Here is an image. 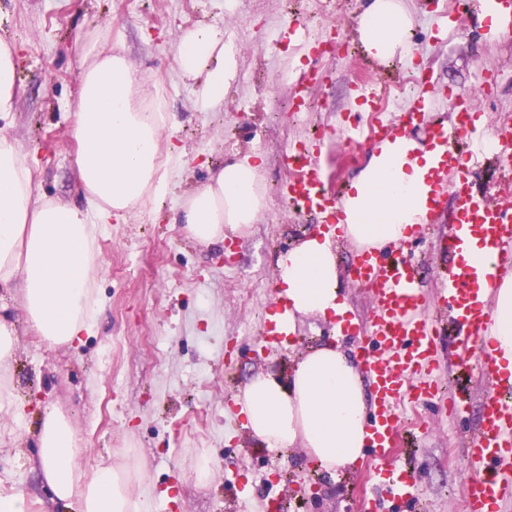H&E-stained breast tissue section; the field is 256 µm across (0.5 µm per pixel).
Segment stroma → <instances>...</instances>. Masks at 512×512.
<instances>
[{"instance_id":"35a3bbf8","label":"stroma","mask_w":512,"mask_h":512,"mask_svg":"<svg viewBox=\"0 0 512 512\" xmlns=\"http://www.w3.org/2000/svg\"><path fill=\"white\" fill-rule=\"evenodd\" d=\"M363 0H0V39L16 46L20 98L9 130L34 169L38 193L65 204L83 203L72 137L85 60L99 50L124 53L146 94H160L173 112L161 143L183 152L170 192L125 220L101 225L95 287L100 315L93 332L74 346L52 348L29 330L20 291L0 289L11 307L19 343L12 376L23 417H0V479L29 492L33 512L48 494L29 470L34 433L45 406L68 411L87 444L84 462L108 464L122 456L136 464L134 485L151 512H269L271 501L290 512H360L373 483L364 456L338 478L313 472L300 451L259 446L244 429L233 396L262 372L288 373L309 346L334 338L333 323L297 319L289 345L267 344L266 315L276 293V259L311 225L310 216L281 197L284 157L299 143L323 171L329 188L351 186L370 148L344 136L367 127L371 111L355 88L364 78L398 81L406 70L424 81L407 104L426 102L434 118L449 114L450 97L470 95L492 128L512 120V37L492 30L476 0H405L413 18L410 55L379 62L357 35ZM305 32H286L290 20ZM221 28L237 53L236 77L223 103L196 108V82L178 71L186 30ZM493 71L492 92L480 74ZM309 79V109L291 96ZM260 151L267 206L256 224L233 237L236 256L191 240L172 218L179 199L236 152ZM443 225L425 224L405 254L421 268L424 314L435 318L437 253ZM342 292L359 319L372 312L368 287L347 272L353 245L336 250ZM437 379L451 392L460 371L453 336L442 335ZM469 408L459 419L417 407L413 444L395 448L389 464L419 476L420 500L383 498L380 512H462L465 450L478 429L487 376L477 360L467 371ZM208 459L215 477L196 484L193 469Z\"/></svg>"}]
</instances>
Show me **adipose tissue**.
<instances>
[{"instance_id":"1","label":"adipose tissue","mask_w":512,"mask_h":512,"mask_svg":"<svg viewBox=\"0 0 512 512\" xmlns=\"http://www.w3.org/2000/svg\"><path fill=\"white\" fill-rule=\"evenodd\" d=\"M411 28L401 0H365L361 41L375 59L405 53ZM177 62L181 76L200 82L198 109L223 101L235 78L236 57L221 29L202 25L186 33ZM16 67L13 46L0 40V287L20 286L26 319L43 342L70 345L95 325L91 273L98 226L166 196L182 156L160 149L171 120L164 99L146 98L121 52H100L82 72L72 130L85 204L64 205L37 195L29 160L4 128L17 104ZM430 160L413 138L383 142L342 203L345 239L361 250L408 240L419 220ZM262 166L254 154L225 159L206 183L181 197L176 221L206 245L248 228L266 205ZM491 292L490 340L501 366L512 369V275L496 279ZM276 297L287 304V323L300 314L343 321L347 306L330 237L305 234L279 257ZM17 344L15 324L0 316V414L15 418L21 411L10 367ZM236 403L254 438L283 452L302 449L316 468L332 474L356 464L368 444L359 367L333 344L307 348L287 380L269 373L254 376ZM35 440L48 491L70 512H150L132 489L128 466H80L84 444L61 409H44Z\"/></svg>"}]
</instances>
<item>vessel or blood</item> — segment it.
Segmentation results:
<instances>
[{
    "label": "vessel or blood",
    "mask_w": 512,
    "mask_h": 512,
    "mask_svg": "<svg viewBox=\"0 0 512 512\" xmlns=\"http://www.w3.org/2000/svg\"><path fill=\"white\" fill-rule=\"evenodd\" d=\"M424 120L425 108L417 105L401 111L396 124L378 123L373 137L380 142L391 140L398 130L415 129ZM491 137L498 144L492 155L485 150ZM427 145L432 162L422 221L448 222V231L440 239L445 264L436 302L439 318L432 322L423 314L425 293L415 262L403 257L388 262L381 255L365 252L357 256L350 276L370 288L373 313L365 326L346 317L344 332L370 338L361 348L359 361L373 389V408L367 418L370 450L380 457L398 443L400 407L405 401L437 403L444 399L434 380L437 336L453 330L461 355L478 354L492 388L481 406L478 432L465 450L474 468L465 484V497L469 512H503L505 487L499 468L512 460V372L501 368L486 341L493 325L486 290L501 269L512 266V206L501 202L502 197L512 195V127L487 132L469 97L460 95L451 109L450 126H431ZM476 165L494 171L492 189L477 190L470 184L469 170ZM282 193L325 232L342 236V205L311 157L290 162ZM475 243L481 245V255L472 253ZM285 311L284 302L271 305L269 342L287 340L282 321ZM466 391V385H458L444 399L451 413L464 411ZM374 472L377 490L400 498L419 493L417 478L408 469L378 466Z\"/></svg>",
    "instance_id": "b4317fda"
}]
</instances>
